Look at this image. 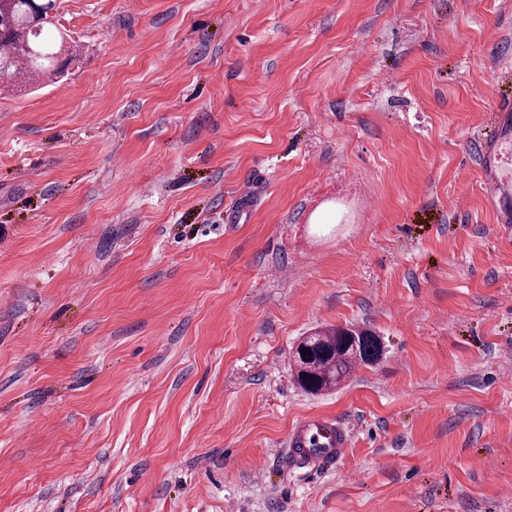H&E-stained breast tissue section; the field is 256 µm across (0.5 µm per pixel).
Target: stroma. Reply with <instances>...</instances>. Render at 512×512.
<instances>
[{
	"label": "stroma",
	"instance_id": "35a3bbf8",
	"mask_svg": "<svg viewBox=\"0 0 512 512\" xmlns=\"http://www.w3.org/2000/svg\"><path fill=\"white\" fill-rule=\"evenodd\" d=\"M0 91V512H512V0H62ZM382 355L311 395L310 331ZM307 417L345 455L287 460ZM500 147H489L484 155L485 164L493 173L492 192L497 198L502 219L507 221L510 218V205L512 197V180L510 174L504 172L500 165Z\"/></svg>",
	"mask_w": 512,
	"mask_h": 512
}]
</instances>
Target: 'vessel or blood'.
<instances>
[{"mask_svg": "<svg viewBox=\"0 0 512 512\" xmlns=\"http://www.w3.org/2000/svg\"><path fill=\"white\" fill-rule=\"evenodd\" d=\"M485 163L493 174L492 192L501 212L512 211V174L500 165V150L489 147ZM349 443L348 431L338 423L308 418L298 422L288 435V456L299 466L315 468L341 457Z\"/></svg>", "mask_w": 512, "mask_h": 512, "instance_id": "b4317fda", "label": "vessel or blood"}]
</instances>
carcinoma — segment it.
I'll return each instance as SVG.
<instances>
[{"instance_id":"1","label":"carcinoma","mask_w":512,"mask_h":512,"mask_svg":"<svg viewBox=\"0 0 512 512\" xmlns=\"http://www.w3.org/2000/svg\"><path fill=\"white\" fill-rule=\"evenodd\" d=\"M56 9V0H0V75L26 71L43 80L63 73L59 49L45 32ZM303 349L309 354L301 355ZM381 354L378 337L367 330L338 327L307 336L295 352L296 381L311 394L330 392Z\"/></svg>"}]
</instances>
